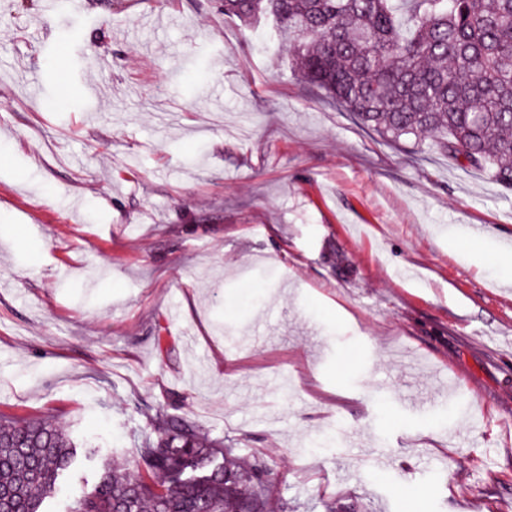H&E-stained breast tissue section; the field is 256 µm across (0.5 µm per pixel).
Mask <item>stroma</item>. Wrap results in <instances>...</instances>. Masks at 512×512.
I'll return each instance as SVG.
<instances>
[{
	"label": "stroma",
	"instance_id": "stroma-1",
	"mask_svg": "<svg viewBox=\"0 0 512 512\" xmlns=\"http://www.w3.org/2000/svg\"><path fill=\"white\" fill-rule=\"evenodd\" d=\"M0 147V414L97 451L44 512L167 403L297 512H512V191L221 0H0Z\"/></svg>",
	"mask_w": 512,
	"mask_h": 512
}]
</instances>
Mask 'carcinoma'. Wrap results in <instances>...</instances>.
Listing matches in <instances>:
<instances>
[{
  "label": "carcinoma",
  "mask_w": 512,
  "mask_h": 512,
  "mask_svg": "<svg viewBox=\"0 0 512 512\" xmlns=\"http://www.w3.org/2000/svg\"><path fill=\"white\" fill-rule=\"evenodd\" d=\"M223 0L247 25L270 17L301 80L363 128L399 143L433 138L448 157L512 190V0ZM133 467L102 466L70 512H288L260 453L243 461L195 421L161 408ZM76 459L48 419L0 415V488L8 512H43Z\"/></svg>",
  "instance_id": "carcinoma-1"
}]
</instances>
